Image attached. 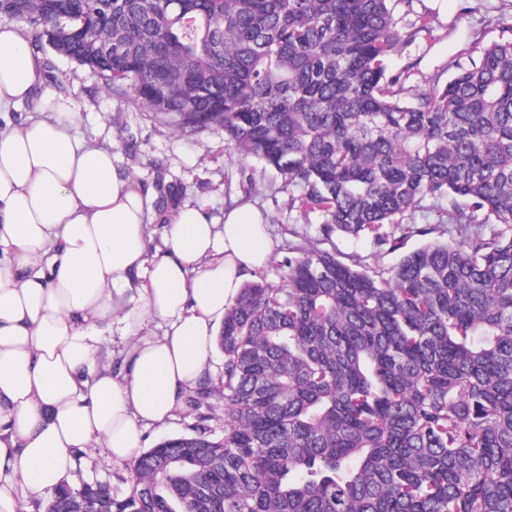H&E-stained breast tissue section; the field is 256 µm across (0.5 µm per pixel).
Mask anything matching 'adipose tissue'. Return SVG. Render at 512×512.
Instances as JSON below:
<instances>
[{
	"label": "adipose tissue",
	"mask_w": 512,
	"mask_h": 512,
	"mask_svg": "<svg viewBox=\"0 0 512 512\" xmlns=\"http://www.w3.org/2000/svg\"><path fill=\"white\" fill-rule=\"evenodd\" d=\"M42 71L19 27L0 22V512L69 476L79 448L134 460L205 381L217 324L248 271L273 253L263 216L176 208L150 249L155 195L75 131L79 115L37 97ZM156 322L157 331L147 328ZM126 345L100 364L104 332Z\"/></svg>",
	"instance_id": "ef3b65f1"
}]
</instances>
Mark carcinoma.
I'll return each instance as SVG.
<instances>
[{
  "instance_id": "obj_1",
  "label": "carcinoma",
  "mask_w": 512,
  "mask_h": 512,
  "mask_svg": "<svg viewBox=\"0 0 512 512\" xmlns=\"http://www.w3.org/2000/svg\"><path fill=\"white\" fill-rule=\"evenodd\" d=\"M413 2L0 0L174 130L223 128L327 239L396 252L384 225L427 198L465 229L381 273L289 247L225 312L194 433L133 460L129 496L63 485L45 512H512V40L406 100L390 61L433 38L396 18Z\"/></svg>"
}]
</instances>
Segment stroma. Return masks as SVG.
Returning <instances> with one entry per match:
<instances>
[{"label":"stroma","mask_w":512,"mask_h":512,"mask_svg":"<svg viewBox=\"0 0 512 512\" xmlns=\"http://www.w3.org/2000/svg\"><path fill=\"white\" fill-rule=\"evenodd\" d=\"M433 39H421L395 57L393 72L410 69L409 85L426 89L430 80L448 81L456 64L467 63L473 42L488 45L512 38V7L502 0H448L447 19L433 18ZM50 62L53 76L43 79L40 97L64 102L80 115L78 132L89 143L111 149L115 165L157 195L149 221L150 247L163 244L166 215L184 202L203 205L210 217L223 219L226 210L249 207L268 221L278 256L291 245L306 242L336 252L347 264L359 262L376 269L395 265L399 253L387 252L374 238L341 234L325 239L317 217L292 205L277 172L263 163L238 157L224 140L222 128L181 133L148 109L113 95L104 80L89 68L58 55L47 40L34 51ZM77 465L68 483L77 487L107 482L117 498L132 491L129 463L112 461L107 449L76 453Z\"/></svg>","instance_id":"35a3bbf8"}]
</instances>
